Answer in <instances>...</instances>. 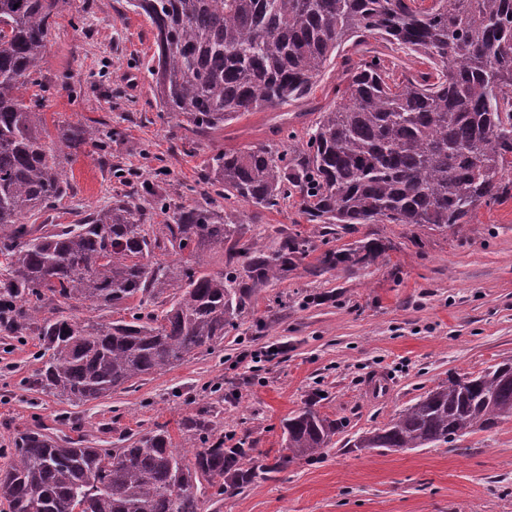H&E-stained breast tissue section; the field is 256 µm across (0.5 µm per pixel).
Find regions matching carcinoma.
<instances>
[{"mask_svg":"<svg viewBox=\"0 0 512 512\" xmlns=\"http://www.w3.org/2000/svg\"><path fill=\"white\" fill-rule=\"evenodd\" d=\"M68 0H0V321L37 324L33 385L70 404L212 349L263 287L316 251L338 224H409L457 232L479 207L512 194V0H125L155 29L147 66L160 115L206 133L245 113L309 105L340 60L336 102L317 108L287 158L264 146L220 151L205 183L225 200L273 210L297 195L314 232L283 234L269 251L232 244L237 224L209 203L173 206L135 191L49 230L23 223L67 197L63 149L112 139L105 125L46 130L45 98L24 99ZM397 45L415 70L380 50ZM164 210L167 223H151ZM230 247H225V244ZM227 248L221 272L202 252ZM391 249L379 238L327 249L313 275L367 268ZM174 255L171 262L156 252ZM243 257V267L237 258ZM162 309H155L160 295ZM122 309L109 322L65 314L75 303ZM512 417V359L448 379L354 448H429ZM340 425L306 406L284 424L274 463L210 440L196 421L192 459L158 424L127 448H94L28 429L0 470L9 512H202L206 487L235 495L256 477L329 447Z\"/></svg>","mask_w":512,"mask_h":512,"instance_id":"carcinoma-1","label":"carcinoma"}]
</instances>
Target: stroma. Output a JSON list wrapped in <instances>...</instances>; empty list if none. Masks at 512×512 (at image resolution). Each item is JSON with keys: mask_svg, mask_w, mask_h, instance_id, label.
<instances>
[{"mask_svg": "<svg viewBox=\"0 0 512 512\" xmlns=\"http://www.w3.org/2000/svg\"><path fill=\"white\" fill-rule=\"evenodd\" d=\"M154 30L124 0H70L52 29L39 92L46 122H105L108 155L89 146L62 156L69 197L32 216L72 224L146 182L175 202L210 201L239 225L241 243L275 248L280 232L310 230L295 199L274 211L214 196L201 180L221 150L267 145L292 153L317 118L302 105L246 113L198 136L160 118L146 64ZM120 165L126 179L112 175ZM379 237L392 247L375 265L320 276L297 267L263 289L221 343L133 387L73 406L30 388L39 363L35 329L0 328V468L26 429L104 441L167 424L175 442L206 418L255 454L280 448L282 424L306 404L341 422L324 453L261 476L234 496L205 497L203 512H512V418L431 448H353L446 380L512 359V197L480 207L458 232L406 224L338 229L340 250ZM275 349L254 367L251 354ZM385 374L389 394L371 401L367 377Z\"/></svg>", "mask_w": 512, "mask_h": 512, "instance_id": "obj_1", "label": "stroma"}]
</instances>
